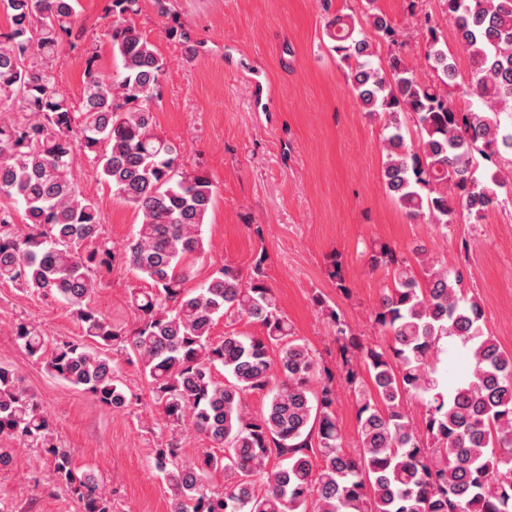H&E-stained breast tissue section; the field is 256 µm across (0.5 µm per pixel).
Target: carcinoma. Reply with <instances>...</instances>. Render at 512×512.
<instances>
[{"label":"carcinoma","instance_id":"cac0c4a2","mask_svg":"<svg viewBox=\"0 0 512 512\" xmlns=\"http://www.w3.org/2000/svg\"><path fill=\"white\" fill-rule=\"evenodd\" d=\"M441 2L468 55L464 89L428 14L420 21L427 82L395 49L399 31L374 0H366V15L390 48L385 62H375L376 42L351 15L326 17L324 34L365 111L386 114L387 192L408 216L446 230L512 204V0ZM0 4L10 18L9 31L0 32V104L22 113L0 117V283L64 301L97 348L49 342L25 324L16 340L49 375L112 410L132 398L106 351L126 355L168 421L188 423L213 443L195 459L173 440L156 449L173 512H512V355L485 329L463 268L432 265L419 279L389 246L373 252L370 264L392 275L374 315L390 335L385 346L364 345L328 310L341 379L355 394L357 449L348 450L334 409L336 375L294 337L265 282L264 258L246 276L226 265L199 288H183L191 260L206 253L202 226L214 188L206 172L179 169L177 146L154 132L151 104L164 62L131 22L139 0H108L120 61L111 77L85 47L79 0ZM66 47L86 55L77 104L60 91L53 69ZM78 149L141 216L119 255L101 239L98 210L71 177ZM117 258L152 282L149 291L130 292L139 318L129 330L89 305L96 274ZM222 317L255 321L264 332L215 340ZM447 338L469 351L472 369L444 384L436 352ZM255 391L270 396L257 413L246 403ZM411 396L425 405L419 423L407 413ZM0 437L45 449L55 481L82 512H112L110 494L57 443L36 394L1 363ZM273 458L280 464L271 468ZM216 472L224 473L221 492L210 483Z\"/></svg>","mask_w":512,"mask_h":512}]
</instances>
